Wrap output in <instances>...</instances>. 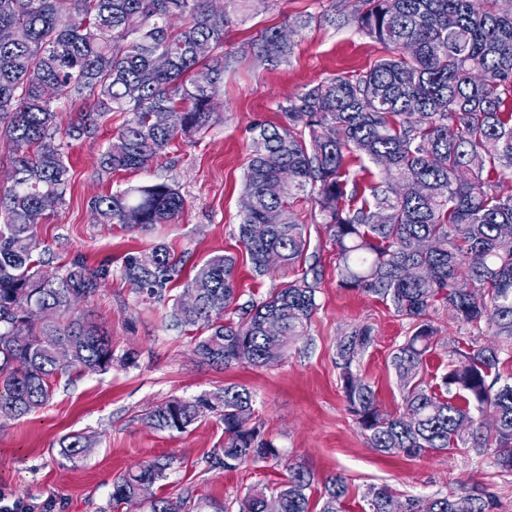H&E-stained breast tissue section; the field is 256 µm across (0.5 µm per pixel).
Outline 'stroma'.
<instances>
[{
    "label": "stroma",
    "mask_w": 512,
    "mask_h": 512,
    "mask_svg": "<svg viewBox=\"0 0 512 512\" xmlns=\"http://www.w3.org/2000/svg\"><path fill=\"white\" fill-rule=\"evenodd\" d=\"M352 6V0H239L224 33L231 59L216 102L222 121L176 140L168 158L148 170L108 175L99 167L101 153L125 119L121 112L112 113L95 135L66 147L71 188L64 203L38 224L37 238L49 250V272L62 271L77 258L91 267L111 263L109 280L79 307L108 330L112 365L61 377L44 406L17 419H0V492L32 504L33 512H140L135 505L111 507L112 483L139 464L164 457L170 467L151 491L184 503L187 512H211L213 501L238 512L248 488L283 483L292 463L310 470L319 487L331 477L345 478L347 512H365L363 495L372 484L407 498L443 495L460 483L485 486L496 498L494 512H512V474L501 473L491 455L451 450L409 459L376 451L361 434L345 406L336 346L353 326L372 327L375 340L358 372L380 406L391 411L401 403L391 356L411 324L381 299L339 287L336 250L309 203H300L297 213L310 231L309 252L320 273L317 308L307 336L279 362L264 367L239 362L222 369L201 362L190 332L172 324L167 305L145 298L122 274L126 254L162 243L184 259L181 274L169 285L173 296L182 294L196 264L224 253L238 259L241 301L265 298L295 279L288 267L256 275L237 237L250 127L256 122L287 125V98L337 73L362 74L388 56L384 45L344 23ZM282 24L294 31L290 59L265 61L250 44L261 29ZM163 181L175 184L186 200L176 222L146 229L95 222L89 208L94 196ZM433 322L437 345L428 370L441 374L448 368L449 345L468 328L443 307ZM230 384L253 392L252 422L277 447L279 459L214 470L205 459L224 442L216 415L202 417L181 434L158 432L142 421L152 405ZM77 433L93 436L95 445L71 461L62 455L60 442Z\"/></svg>",
    "instance_id": "1"
}]
</instances>
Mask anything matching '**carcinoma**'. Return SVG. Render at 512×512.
Wrapping results in <instances>:
<instances>
[{"label": "carcinoma", "mask_w": 512, "mask_h": 512, "mask_svg": "<svg viewBox=\"0 0 512 512\" xmlns=\"http://www.w3.org/2000/svg\"><path fill=\"white\" fill-rule=\"evenodd\" d=\"M209 0H0V30L19 27L20 41H0V143L8 145L11 185L0 189V417L19 418L45 405L64 373L103 371L112 365V343L90 314L74 306L111 275L75 260L45 278L36 254L41 198L65 202L71 175L66 138L96 133L113 112L128 118L100 157L105 173L145 170L166 158L179 137L219 120L213 102L221 93L224 27L228 12ZM500 0H355L347 21L391 51L359 76L336 74L288 99V126L253 128L243 193L254 204L243 214L238 238L254 271L302 262L310 246L295 207L315 204L336 248L338 285L382 298L413 329L391 363L402 404L382 409L360 378L359 357L374 342L368 325L339 340L336 367L343 396L371 447L419 458L469 450L477 443L512 473V376L499 372L501 353L512 350V112L501 110L512 94V14ZM279 29L257 39L259 53L283 62L290 44ZM415 43L410 56L400 53ZM211 47L207 58L195 49ZM168 57L165 70L154 56ZM78 105L68 122L59 103ZM183 113L177 128L159 110ZM357 152L380 168L383 181L360 196L348 187L347 157ZM98 224L143 228L170 224L185 200L176 185L147 183L90 201ZM167 246L124 257L122 273L149 299L161 298L181 272ZM237 258L218 254L194 267L187 283L203 285L194 307L173 299L170 318L192 331L195 353L216 367L234 362L265 366L281 360L306 335L315 310L319 272L311 264L297 279L272 290L231 317ZM38 302L53 311L39 325L26 309ZM448 308L473 330L486 325L498 339L471 336L448 348V370L438 388L426 380L427 354L435 347L432 312ZM274 317L281 329H265ZM73 355L58 362L54 351ZM244 386H226L193 398H172L150 408L143 421L161 432H184L207 412L224 424V446L206 458L211 469L232 471L249 459L279 457L260 427H243L241 409H252ZM488 420L483 436L476 431ZM73 434L61 442L69 460L92 447ZM170 463L157 457L113 483L112 504H136L140 484L156 483ZM314 474L288 465V480L252 487L239 512H265L275 497L280 512H310ZM349 487L341 477L324 483L319 512H345ZM369 512H493V496L462 483L444 496L400 499L385 485L366 489Z\"/></svg>", "instance_id": "cac0c4a2"}]
</instances>
